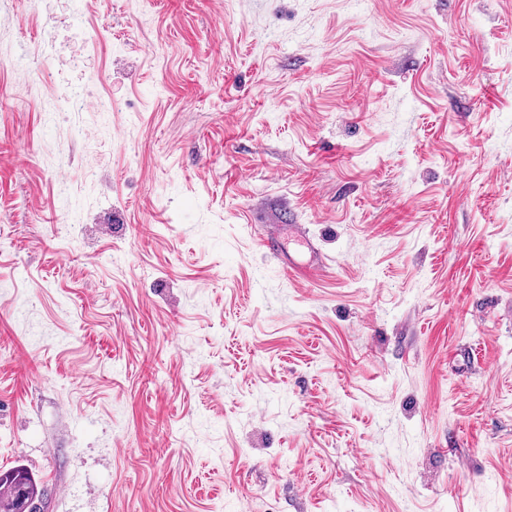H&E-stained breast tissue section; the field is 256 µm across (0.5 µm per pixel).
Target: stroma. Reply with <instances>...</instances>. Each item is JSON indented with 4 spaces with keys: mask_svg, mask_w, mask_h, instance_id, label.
<instances>
[{
    "mask_svg": "<svg viewBox=\"0 0 512 512\" xmlns=\"http://www.w3.org/2000/svg\"><path fill=\"white\" fill-rule=\"evenodd\" d=\"M18 463L44 512H512V0H0Z\"/></svg>",
    "mask_w": 512,
    "mask_h": 512,
    "instance_id": "stroma-1",
    "label": "stroma"
}]
</instances>
